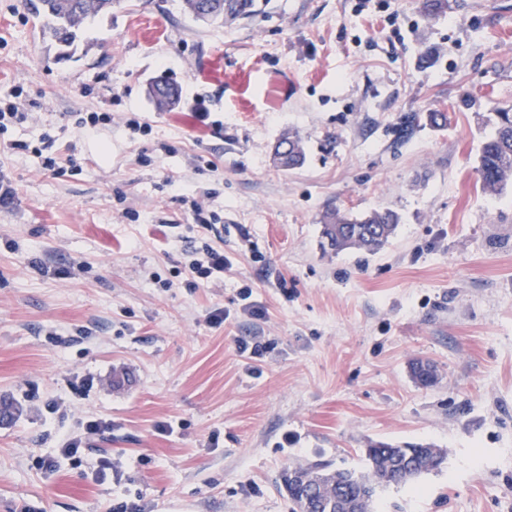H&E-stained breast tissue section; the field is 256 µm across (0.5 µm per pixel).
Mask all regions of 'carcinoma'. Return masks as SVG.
Instances as JSON below:
<instances>
[{"label":"carcinoma","instance_id":"obj_1","mask_svg":"<svg viewBox=\"0 0 512 512\" xmlns=\"http://www.w3.org/2000/svg\"><path fill=\"white\" fill-rule=\"evenodd\" d=\"M114 0H24L27 10L39 20L43 34L59 46L61 55L70 58L78 50L80 32L85 24L112 10ZM211 9L212 24L232 23L240 17L257 12V0H184L185 11L193 16L197 9ZM178 86L158 83L149 90V96L158 107L172 108L180 98ZM496 130L481 147L476 173L480 187L488 193L498 194L512 184V106L495 109ZM288 143L289 150L274 148L273 160L285 170L295 169L305 162V152L300 139L288 135L279 143ZM399 216L390 210H375L360 219H349L332 210L325 214L322 236L330 249L341 252L350 248H363L369 252L381 249L394 233ZM411 444L403 446L384 441H373L365 449L367 471L357 473L348 469H332L326 463L313 462L303 467L305 473L318 479L310 496L311 512H372L376 495H361L362 488L371 485L380 489L404 483L400 474L388 468L394 458L414 464L416 476L439 471L445 462L444 453L432 456L427 462H416L407 457ZM281 483L288 495L290 512H302L304 499L291 480V469L281 474Z\"/></svg>","mask_w":512,"mask_h":512}]
</instances>
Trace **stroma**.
I'll return each instance as SVG.
<instances>
[{
    "mask_svg": "<svg viewBox=\"0 0 512 512\" xmlns=\"http://www.w3.org/2000/svg\"><path fill=\"white\" fill-rule=\"evenodd\" d=\"M83 38L59 59L23 0H0V96L32 114L0 133V399L20 406L0 423V512H289L283 469L362 471L377 440L446 456L377 512H512V187L476 174L512 105V0L433 19L421 0H265L224 26L116 0ZM215 56L219 83L198 74ZM157 79L177 108L149 99ZM434 110L446 129L401 133ZM72 112L112 121L79 131ZM44 132L72 168L9 147ZM289 133L306 163L283 171ZM333 207L401 222L380 251L338 253ZM205 242L231 264L188 287ZM90 420L106 432L60 455Z\"/></svg>",
    "mask_w": 512,
    "mask_h": 512,
    "instance_id": "obj_1",
    "label": "stroma"
}]
</instances>
